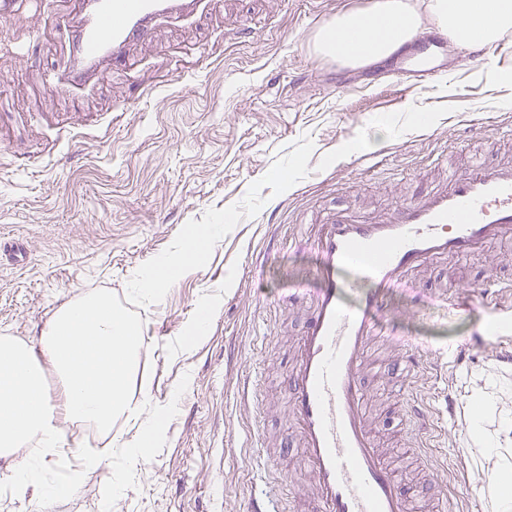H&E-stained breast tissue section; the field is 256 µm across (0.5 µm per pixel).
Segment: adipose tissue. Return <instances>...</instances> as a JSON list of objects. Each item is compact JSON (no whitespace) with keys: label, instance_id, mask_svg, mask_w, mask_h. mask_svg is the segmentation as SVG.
<instances>
[{"label":"adipose tissue","instance_id":"obj_1","mask_svg":"<svg viewBox=\"0 0 512 512\" xmlns=\"http://www.w3.org/2000/svg\"><path fill=\"white\" fill-rule=\"evenodd\" d=\"M437 25L458 46L489 47L512 31V0H431ZM420 27L406 0H374L367 10L336 15L316 40L319 54L362 67L388 57L409 42Z\"/></svg>","mask_w":512,"mask_h":512}]
</instances>
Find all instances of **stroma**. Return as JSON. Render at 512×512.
I'll return each mask as SVG.
<instances>
[{"label":"stroma","instance_id":"obj_1","mask_svg":"<svg viewBox=\"0 0 512 512\" xmlns=\"http://www.w3.org/2000/svg\"><path fill=\"white\" fill-rule=\"evenodd\" d=\"M364 8L199 0L192 13L157 19L112 76L66 94L52 86L73 56L63 0H17L0 17V238L28 249L24 266L0 264V336L37 346L62 306L105 289L143 321L151 404H167L189 379L164 448L140 464L113 512H248L259 455L295 490H310L287 375L306 317L292 297L313 287L317 257L291 246L289 232L333 208L384 218L449 173L512 162V54L495 47L473 61L449 46L441 81L403 92L386 63L348 69L315 50L337 13ZM251 28L255 36L240 37ZM490 66L498 81L486 78ZM213 226L209 249L159 298L140 294L142 273L177 255L190 230ZM491 277L512 280V236L418 268L377 319L382 336L363 374L367 424L410 512H435L443 498L450 512H495L484 476L512 466V349L497 351L493 366L480 345L479 292ZM452 288L473 294L467 310L444 306ZM407 344L428 360L412 383L396 368ZM444 348L450 357L435 358ZM480 399L477 438L470 419ZM414 401L431 407L436 436L413 433ZM60 427L71 447L97 451L135 433L123 417L108 435ZM111 473H86L72 497L46 508L32 486L0 495V512H101Z\"/></svg>","mask_w":512,"mask_h":512}]
</instances>
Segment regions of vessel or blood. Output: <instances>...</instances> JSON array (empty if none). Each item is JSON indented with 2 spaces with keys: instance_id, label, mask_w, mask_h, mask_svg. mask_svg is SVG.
<instances>
[{
  "instance_id": "1",
  "label": "vessel or blood",
  "mask_w": 512,
  "mask_h": 512,
  "mask_svg": "<svg viewBox=\"0 0 512 512\" xmlns=\"http://www.w3.org/2000/svg\"><path fill=\"white\" fill-rule=\"evenodd\" d=\"M196 0H77L68 32L75 63L57 90L111 72L129 48L145 39L162 14L192 11ZM445 31L396 51L394 66L408 88L434 86L443 69ZM512 235V164L477 166L449 175L390 216L375 220L338 210L315 225L308 239L318 262L316 286L290 374L288 414L311 472V512H409L399 479L366 423L362 386L367 347L377 313L391 288L433 260H457ZM491 279L488 332L512 335L511 289ZM354 303H347V294ZM285 479L269 480L250 512H283Z\"/></svg>"
}]
</instances>
